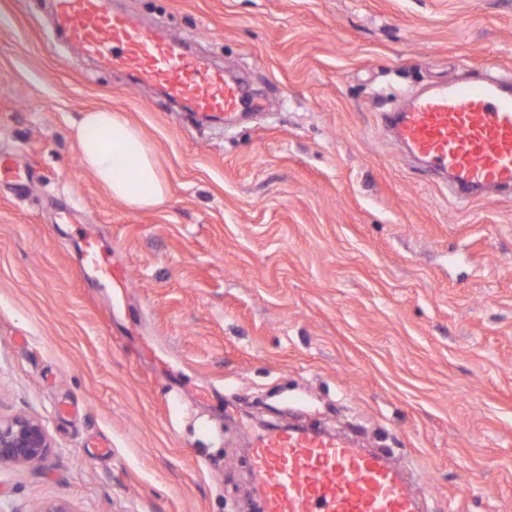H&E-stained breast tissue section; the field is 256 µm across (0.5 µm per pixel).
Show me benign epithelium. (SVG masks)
Instances as JSON below:
<instances>
[{
  "instance_id": "obj_1",
  "label": "benign epithelium",
  "mask_w": 512,
  "mask_h": 512,
  "mask_svg": "<svg viewBox=\"0 0 512 512\" xmlns=\"http://www.w3.org/2000/svg\"><path fill=\"white\" fill-rule=\"evenodd\" d=\"M51 443L35 415L0 418V467L31 466L43 459Z\"/></svg>"
}]
</instances>
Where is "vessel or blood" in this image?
<instances>
[{
  "label": "vessel or blood",
  "instance_id": "1",
  "mask_svg": "<svg viewBox=\"0 0 512 512\" xmlns=\"http://www.w3.org/2000/svg\"><path fill=\"white\" fill-rule=\"evenodd\" d=\"M55 27L81 57L124 72L131 87L161 89L190 115L230 122L245 102L241 81L187 54L176 37L114 11L112 0H55ZM385 121L409 157L447 175L459 203L486 189L512 194V78L495 64L480 79L410 95ZM83 260L113 290L125 288L124 268L96 242H86ZM249 454L263 512H422L406 471L349 437L279 428Z\"/></svg>",
  "mask_w": 512,
  "mask_h": 512
}]
</instances>
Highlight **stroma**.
I'll return each instance as SVG.
<instances>
[{"mask_svg":"<svg viewBox=\"0 0 512 512\" xmlns=\"http://www.w3.org/2000/svg\"><path fill=\"white\" fill-rule=\"evenodd\" d=\"M113 6L255 106L197 123L56 42L53 0H0V157L33 177L0 187V416L51 441L0 468V512H250L249 444L289 425L407 459L425 512H512V197L453 202L383 122L405 92L512 73V0ZM96 107L142 131L160 207L82 165L70 126ZM83 260L85 266L91 269L99 280H103L113 288L115 295L122 288H126L124 268L113 264L108 253L100 248L96 242L86 240Z\"/></svg>","mask_w":512,"mask_h":512,"instance_id":"1","label":"stroma"}]
</instances>
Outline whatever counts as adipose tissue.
<instances>
[{
  "instance_id": "1",
  "label": "adipose tissue",
  "mask_w": 512,
  "mask_h": 512,
  "mask_svg": "<svg viewBox=\"0 0 512 512\" xmlns=\"http://www.w3.org/2000/svg\"><path fill=\"white\" fill-rule=\"evenodd\" d=\"M71 137L83 164L112 200L143 209L164 203L168 185L142 131L124 113L109 109L82 113Z\"/></svg>"
}]
</instances>
